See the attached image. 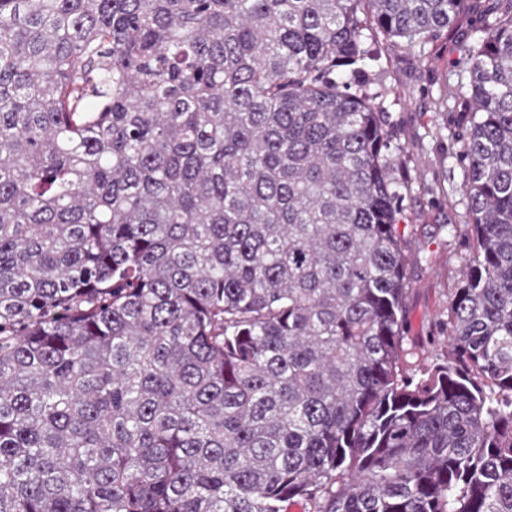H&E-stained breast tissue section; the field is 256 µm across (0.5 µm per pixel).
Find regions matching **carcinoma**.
<instances>
[{
  "label": "carcinoma",
  "instance_id": "carcinoma-1",
  "mask_svg": "<svg viewBox=\"0 0 512 512\" xmlns=\"http://www.w3.org/2000/svg\"><path fill=\"white\" fill-rule=\"evenodd\" d=\"M465 2L0 0V512H512V0L436 362L350 91Z\"/></svg>",
  "mask_w": 512,
  "mask_h": 512
}]
</instances>
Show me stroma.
Segmentation results:
<instances>
[{"instance_id": "stroma-1", "label": "stroma", "mask_w": 512, "mask_h": 512, "mask_svg": "<svg viewBox=\"0 0 512 512\" xmlns=\"http://www.w3.org/2000/svg\"><path fill=\"white\" fill-rule=\"evenodd\" d=\"M498 7V0H469L459 26L422 48L365 40L378 59L358 81L382 107L394 173L404 183L399 232L408 263L407 334L429 360L448 353V301L457 271L472 255L464 243L470 215L457 160L466 115L460 100L443 94L466 82L464 46ZM452 225L458 236L449 235Z\"/></svg>"}]
</instances>
